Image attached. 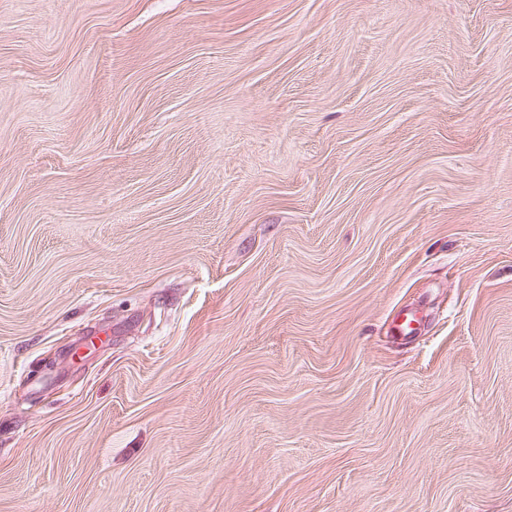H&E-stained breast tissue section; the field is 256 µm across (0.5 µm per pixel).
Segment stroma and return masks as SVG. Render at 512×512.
Masks as SVG:
<instances>
[{
    "mask_svg": "<svg viewBox=\"0 0 512 512\" xmlns=\"http://www.w3.org/2000/svg\"><path fill=\"white\" fill-rule=\"evenodd\" d=\"M0 512H512V0H0Z\"/></svg>",
    "mask_w": 512,
    "mask_h": 512,
    "instance_id": "stroma-1",
    "label": "stroma"
}]
</instances>
